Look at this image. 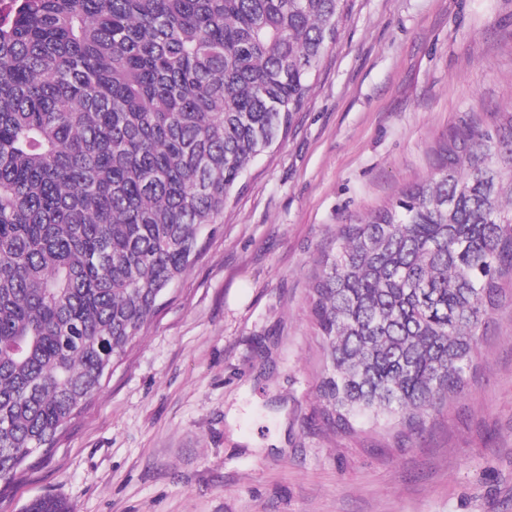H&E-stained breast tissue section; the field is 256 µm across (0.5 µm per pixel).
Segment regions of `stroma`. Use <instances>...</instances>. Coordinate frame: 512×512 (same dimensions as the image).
Instances as JSON below:
<instances>
[{
  "mask_svg": "<svg viewBox=\"0 0 512 512\" xmlns=\"http://www.w3.org/2000/svg\"><path fill=\"white\" fill-rule=\"evenodd\" d=\"M512 108V0H351L292 127L93 402L0 512H512V300L405 446L334 432L308 294L338 225L426 178L449 126ZM24 512H74L73 507L63 499L51 495L41 496L30 501Z\"/></svg>",
  "mask_w": 512,
  "mask_h": 512,
  "instance_id": "obj_1",
  "label": "stroma"
}]
</instances>
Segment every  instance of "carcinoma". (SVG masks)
Segmentation results:
<instances>
[{
  "label": "carcinoma",
  "mask_w": 512,
  "mask_h": 512,
  "mask_svg": "<svg viewBox=\"0 0 512 512\" xmlns=\"http://www.w3.org/2000/svg\"><path fill=\"white\" fill-rule=\"evenodd\" d=\"M349 0H12L0 16V482L98 394L250 164L292 125ZM336 231L309 290L338 434L410 439L512 299V111ZM24 512H73L51 495Z\"/></svg>",
  "instance_id": "cac0c4a2"
}]
</instances>
